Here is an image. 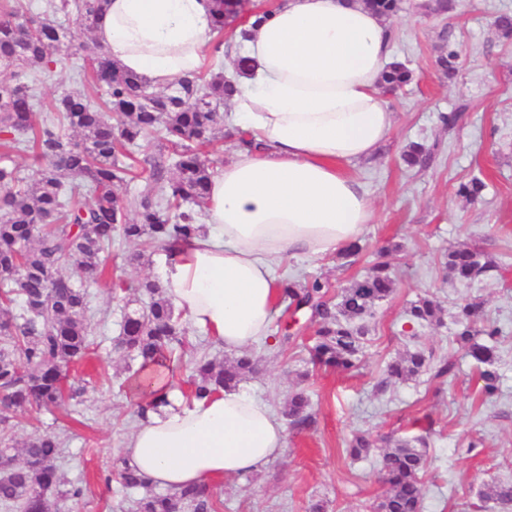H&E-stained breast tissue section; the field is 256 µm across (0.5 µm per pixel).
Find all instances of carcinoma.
<instances>
[{"label":"carcinoma","instance_id":"carcinoma-1","mask_svg":"<svg viewBox=\"0 0 512 512\" xmlns=\"http://www.w3.org/2000/svg\"><path fill=\"white\" fill-rule=\"evenodd\" d=\"M105 0H60L50 12L74 18L89 30ZM377 13L390 17L400 0H365ZM240 0H214L212 31L221 35L228 17L239 11ZM77 32L48 20L27 16L19 2L0 11V425L9 412L32 406L59 408L76 393L67 387L62 370L84 361L93 345L86 282L106 272L104 253L114 235L143 248L168 252V244L191 236L207 206L213 173L190 143L204 145L224 123L218 112L234 85L221 73H194L177 78L165 90H153L127 73L101 49L86 57L83 78L102 103L67 93L45 104L35 89L37 77L51 72L74 55ZM410 80L401 63L385 72L382 86L395 90ZM48 112L42 124L33 121L37 108ZM163 127L168 155L142 160L148 172L139 196L136 217L127 218L131 203L119 188L131 166L123 161L127 147ZM32 151L38 166L27 177L12 154ZM430 151L412 145L404 155L409 165L424 164ZM452 281L467 284L486 275L494 265L486 255L463 243L448 250L445 262ZM148 296L144 306L126 303L118 339L119 349L141 366L177 362L189 370L187 399H202L238 386L254 373L256 358L247 348L222 365L187 355L182 314L152 278L139 281ZM321 278L292 276L281 292L285 311H308L315 324V341L308 350L317 367L351 370L360 365L368 334L366 317L376 303L394 291L390 266L377 261L370 271L352 279L336 296ZM411 322L442 321L443 309L428 297L413 302ZM453 336L477 366L487 400L499 392L497 342L501 329L485 320L483 301L466 298L451 315ZM429 367L424 351L408 350L386 365L379 382L384 389L417 378ZM310 402L303 391L292 394L288 416L295 428L311 425ZM376 442L362 433L347 448L365 458ZM424 437L381 439V480L385 487L376 512H422L426 466ZM60 442L51 434L14 444L0 435V506L8 512H49L48 494L62 500L83 496L81 481L63 488ZM117 479L125 489L140 490L132 512H217L213 489L189 486L159 492L147 486L137 471L122 463ZM478 508L490 512L512 505V482L485 483Z\"/></svg>","mask_w":512,"mask_h":512}]
</instances>
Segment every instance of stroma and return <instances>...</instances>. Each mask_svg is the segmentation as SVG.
Masks as SVG:
<instances>
[{
    "label": "stroma",
    "instance_id": "1",
    "mask_svg": "<svg viewBox=\"0 0 512 512\" xmlns=\"http://www.w3.org/2000/svg\"><path fill=\"white\" fill-rule=\"evenodd\" d=\"M423 0H401L389 18L390 49L412 72L408 86L382 98L395 113V125L375 154L345 165L361 184L376 218L358 237L363 252L350 266L335 255L285 258L277 276L329 279L334 289L364 274L386 245L396 279L393 294L367 319L369 334L361 367L352 372L309 368L307 347L314 334L304 328L288 344L254 345L258 370L240 390L282 414L288 397L305 390L314 423L285 429L281 454L260 471L213 482L220 512H307L323 501L324 512H370L383 491L379 456L351 460L346 442L356 432L397 439L426 436L429 466L423 477V512H468L490 480L512 481V38L501 35L497 16L512 15V0H453L444 14L422 9ZM458 52V72L447 78L437 59L448 46ZM459 112L454 129L440 114ZM432 150L426 165L402 160L413 143ZM481 178L485 189L474 201L458 195L460 184ZM476 246L495 265L488 276L462 286L449 280L448 249ZM136 247L115 239L106 275L89 287L93 349L71 366L69 383L81 387L79 401L54 411L14 413L13 435L23 440L45 432L61 443L64 480H83L76 502L52 500L53 512H125L128 500L114 476L126 442L139 419L138 396L131 391L139 362L115 347L123 299H137L143 277L161 279L164 258L145 254L130 263ZM127 289L114 298L113 278ZM439 300L445 310L467 297L484 302L486 317L503 332L499 346L500 392L493 401L479 396L478 371L453 340L451 321L413 327L405 315L421 297ZM417 342L435 358L455 363L441 382L431 372L416 380L379 389L387 362Z\"/></svg>",
    "mask_w": 512,
    "mask_h": 512
}]
</instances>
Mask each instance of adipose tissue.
<instances>
[{"mask_svg":"<svg viewBox=\"0 0 512 512\" xmlns=\"http://www.w3.org/2000/svg\"><path fill=\"white\" fill-rule=\"evenodd\" d=\"M211 0H108L96 42L152 86L199 71L210 42ZM391 32L362 0H279L250 15L226 60L236 87L230 118L247 138L215 177L208 222L171 244L163 287L174 307L229 350L268 337L287 254L323 256L353 241L374 210L342 165L371 156L394 114L379 86ZM168 403L147 412L125 447L149 484L179 490L261 469L285 445L270 407L239 390L184 403L172 372L146 376Z\"/></svg>","mask_w":512,"mask_h":512,"instance_id":"ef3b65f1","label":"adipose tissue"}]
</instances>
